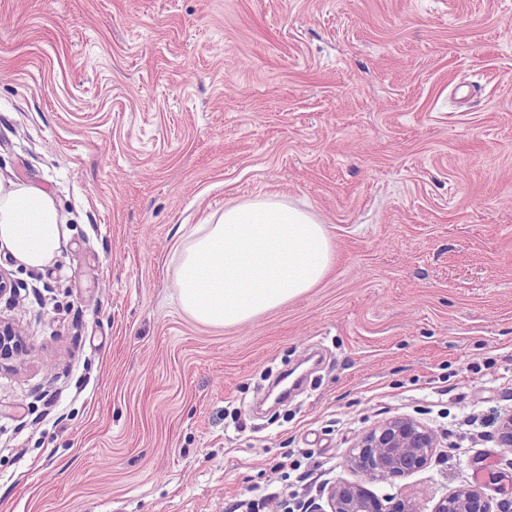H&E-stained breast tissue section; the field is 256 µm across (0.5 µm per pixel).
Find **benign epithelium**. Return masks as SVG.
Masks as SVG:
<instances>
[{
    "label": "benign epithelium",
    "instance_id": "benign-epithelium-1",
    "mask_svg": "<svg viewBox=\"0 0 512 512\" xmlns=\"http://www.w3.org/2000/svg\"><path fill=\"white\" fill-rule=\"evenodd\" d=\"M23 348L16 330L0 319V359H19ZM437 448L435 431L417 419L399 415L373 425L346 450L342 467L364 477L339 479L327 490L328 509L312 512H422L412 499L391 501L378 496L365 482L401 477L426 467ZM432 512H493L490 500L474 487L459 489L441 498Z\"/></svg>",
    "mask_w": 512,
    "mask_h": 512
}]
</instances>
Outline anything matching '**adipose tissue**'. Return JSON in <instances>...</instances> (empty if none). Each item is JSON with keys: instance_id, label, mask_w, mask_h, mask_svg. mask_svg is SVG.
I'll return each instance as SVG.
<instances>
[{"instance_id": "1", "label": "adipose tissue", "mask_w": 512, "mask_h": 512, "mask_svg": "<svg viewBox=\"0 0 512 512\" xmlns=\"http://www.w3.org/2000/svg\"><path fill=\"white\" fill-rule=\"evenodd\" d=\"M31 267L60 247L53 197L25 184H0V247ZM176 296L195 322L230 327L316 288L335 257L324 224L292 203L257 197L226 206L188 229L175 248Z\"/></svg>"}]
</instances>
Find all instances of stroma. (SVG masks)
<instances>
[{
	"label": "stroma",
	"instance_id": "obj_1",
	"mask_svg": "<svg viewBox=\"0 0 512 512\" xmlns=\"http://www.w3.org/2000/svg\"><path fill=\"white\" fill-rule=\"evenodd\" d=\"M0 181L64 229L40 270L0 248V512H286L397 415L437 448L376 494L512 498V0H0ZM256 196L334 268L200 325L174 249ZM23 348L16 330L0 318V359H20Z\"/></svg>",
	"mask_w": 512,
	"mask_h": 512
}]
</instances>
